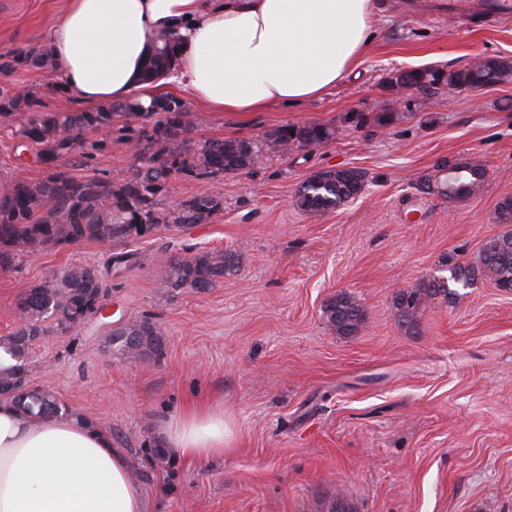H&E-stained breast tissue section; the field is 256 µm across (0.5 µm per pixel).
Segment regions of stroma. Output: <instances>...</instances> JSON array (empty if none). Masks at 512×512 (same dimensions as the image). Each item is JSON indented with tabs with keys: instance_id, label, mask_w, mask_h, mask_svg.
Wrapping results in <instances>:
<instances>
[{
	"instance_id": "1",
	"label": "stroma",
	"mask_w": 512,
	"mask_h": 512,
	"mask_svg": "<svg viewBox=\"0 0 512 512\" xmlns=\"http://www.w3.org/2000/svg\"><path fill=\"white\" fill-rule=\"evenodd\" d=\"M377 35L322 99L227 114L190 103L197 139L261 142L273 128L321 123L335 137L287 154H259L244 174L175 181L171 196L220 194L211 223L156 226L130 241L136 266L112 274V314L158 321L160 358L131 363L108 353L89 322L41 337L29 381L108 429L146 470L147 512H329L336 494L356 512H512V292L478 279L451 304L436 297L417 329L397 325L393 297L436 277L444 256L476 260L498 234V205L512 198V83L397 99L401 70L462 67L512 57V21L400 14L375 0ZM68 0H0V51L44 42ZM54 72L17 70L0 87L32 88L51 110L76 104L52 91ZM390 113L389 123L376 118ZM481 162L482 188L451 202L425 193L437 165ZM130 145L113 140L79 178H129ZM365 172L361 194L319 214L295 194L320 169ZM230 248L240 271L204 292L166 297L157 280L168 256ZM86 242L21 256L0 270V335L15 326V298L68 265H105ZM341 291L366 310L356 336H339L322 308ZM193 401L223 407L235 427L224 457L154 455L161 418Z\"/></svg>"
}]
</instances>
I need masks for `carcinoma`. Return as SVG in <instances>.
<instances>
[{
	"instance_id": "obj_1",
	"label": "carcinoma",
	"mask_w": 512,
	"mask_h": 512,
	"mask_svg": "<svg viewBox=\"0 0 512 512\" xmlns=\"http://www.w3.org/2000/svg\"><path fill=\"white\" fill-rule=\"evenodd\" d=\"M180 42L163 32L153 42L145 63L146 76L161 77L179 55ZM22 66L52 69L55 59L45 44L26 45L0 52V73L10 74ZM512 81V58L491 57L461 69H411L388 79L392 87L415 86L426 95L444 88L489 87ZM143 118L140 127L129 124L113 129V117ZM0 122L20 124L21 138L35 146L36 161L44 171L41 179L22 174L0 180V269H9L17 256L60 249L83 242L109 248L108 266L132 267L140 263L137 251L128 248L135 238L152 233L159 224L191 227L207 224L224 211V197L203 192L181 201L162 204L172 182L203 180L226 173H242L254 165L259 152H288L292 145L319 146L333 139L336 129L322 124L280 129V137L264 135L261 145L245 139L196 140L191 112L183 100L159 95L149 103L119 102L107 109L51 112L31 90L0 88ZM134 146L138 164L131 178L114 182L106 177L81 180L63 160L79 154L93 158L112 142V133ZM89 132L99 137L89 141ZM438 193L450 201L471 197L482 186L483 166L470 161L442 167ZM364 175L358 169L319 170L298 188L297 204L313 213H326L357 196ZM501 222L508 228L488 238L476 264L447 256L450 280L434 278L416 288L398 291L393 300L397 323L414 329L426 304L437 296L451 303L480 277L498 287L512 284V199L498 206ZM242 254L233 251L200 250L190 256L167 259L159 288L174 296L185 289L208 290L224 275L239 270ZM100 270L91 265L67 267L51 280L26 287L16 299V308L26 321L0 336V382L20 374V364L29 358L31 346L50 331H75L84 321L76 314L96 317V300L111 294ZM324 318L338 336H356L365 326L366 311L356 296L340 291L323 309ZM104 343L129 362L162 356L165 340L151 317L132 320L109 331ZM33 422L67 414L70 409L53 392L34 387L20 397L1 396Z\"/></svg>"
}]
</instances>
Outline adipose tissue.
Segmentation results:
<instances>
[{
  "label": "adipose tissue",
  "mask_w": 512,
  "mask_h": 512,
  "mask_svg": "<svg viewBox=\"0 0 512 512\" xmlns=\"http://www.w3.org/2000/svg\"><path fill=\"white\" fill-rule=\"evenodd\" d=\"M181 50L145 77L158 33ZM376 36L373 0H69L47 36L60 84L81 103L149 101L172 84L216 112H260L322 98ZM161 431L187 459L222 457L223 409L190 404ZM0 512H145L112 435L80 417L31 422L0 403Z\"/></svg>",
  "instance_id": "1"
}]
</instances>
